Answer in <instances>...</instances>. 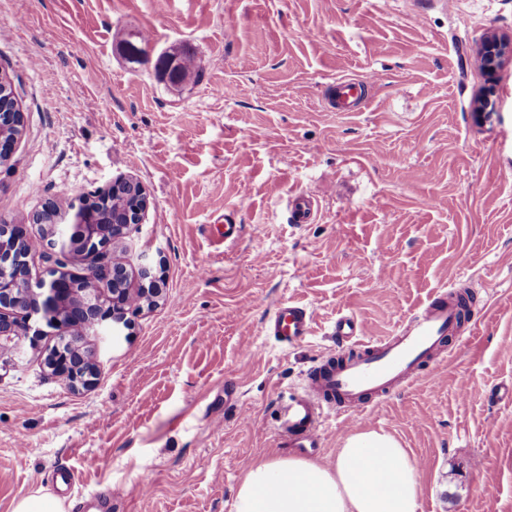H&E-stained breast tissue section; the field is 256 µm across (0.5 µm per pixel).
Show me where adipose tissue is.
Returning a JSON list of instances; mask_svg holds the SVG:
<instances>
[{"label":"adipose tissue","instance_id":"adipose-tissue-1","mask_svg":"<svg viewBox=\"0 0 512 512\" xmlns=\"http://www.w3.org/2000/svg\"><path fill=\"white\" fill-rule=\"evenodd\" d=\"M414 462L385 432L348 436L335 459L294 456L255 462L239 484L234 512H417Z\"/></svg>","mask_w":512,"mask_h":512}]
</instances>
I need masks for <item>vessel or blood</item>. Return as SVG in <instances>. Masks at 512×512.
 <instances>
[{"mask_svg":"<svg viewBox=\"0 0 512 512\" xmlns=\"http://www.w3.org/2000/svg\"><path fill=\"white\" fill-rule=\"evenodd\" d=\"M367 87L364 81H337L333 109L357 110L366 99ZM289 209L296 224L311 223L317 215L314 202L303 194L290 200ZM459 297L452 286L435 290L392 335L377 339L367 337L357 318L338 317L333 325L337 354L320 358L307 381L280 411L281 429L289 440L301 448H318L327 420L356 425L366 410L365 400L383 398L415 379L422 362L437 359L446 340L460 336L463 321ZM313 322L310 307L288 302L271 317L269 330L282 343L292 345L311 336Z\"/></svg>","mask_w":512,"mask_h":512,"instance_id":"vessel-or-blood-1","label":"vessel or blood"}]
</instances>
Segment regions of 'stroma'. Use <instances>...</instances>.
<instances>
[{"label":"stroma","instance_id":"1","mask_svg":"<svg viewBox=\"0 0 512 512\" xmlns=\"http://www.w3.org/2000/svg\"><path fill=\"white\" fill-rule=\"evenodd\" d=\"M492 33L512 37V0H0L23 114L0 223L26 225L32 279L51 267L32 213L133 175L149 208L111 252L164 281L119 337L85 333L90 387L46 367L56 328L0 351V512L41 488L67 512L106 491L111 512H231L249 467L289 453L279 411L337 317L387 336L466 280L472 335L357 428L408 448L418 512H512V63L480 70ZM181 50L199 76L174 85L159 58ZM370 76L364 106L332 109L337 79ZM298 194L313 223H291ZM288 301L316 317L291 347L267 330Z\"/></svg>","mask_w":512,"mask_h":512}]
</instances>
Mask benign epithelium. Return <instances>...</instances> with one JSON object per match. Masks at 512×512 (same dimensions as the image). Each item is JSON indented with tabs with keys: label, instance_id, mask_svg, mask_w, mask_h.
Wrapping results in <instances>:
<instances>
[{
	"label": "benign epithelium",
	"instance_id": "obj_1",
	"mask_svg": "<svg viewBox=\"0 0 512 512\" xmlns=\"http://www.w3.org/2000/svg\"><path fill=\"white\" fill-rule=\"evenodd\" d=\"M512 58V40L489 37L482 48L480 65L487 73L497 71L499 65ZM21 127L18 112L0 113V161L10 159ZM122 199L126 211L111 224H95L87 216L85 201L74 200L69 205L71 222L47 221L44 215L57 216L60 211L48 202L37 211L35 221L42 233L49 237L52 256L62 263L55 265L47 279L32 281L20 271L27 270L26 256L14 252L10 245L23 239L22 230L14 224H0V345L12 344L18 349L28 342H38L39 331L32 330L31 321L39 319L62 332L59 345L50 350V368L67 378L76 387L89 385L96 374V366L84 348V339L77 329L82 326H100L112 330V324L121 320V310L129 305V298L139 301L156 298L160 286L152 268L142 263L133 271L122 261L91 264L83 279L101 274L112 281L114 289L109 295L101 291L77 289L80 279L68 274L69 265L83 263L91 256L99 259L108 256L112 241L125 234L143 219L149 199L142 183L129 177L112 184V189L102 195V202Z\"/></svg>",
	"mask_w": 512,
	"mask_h": 512
}]
</instances>
